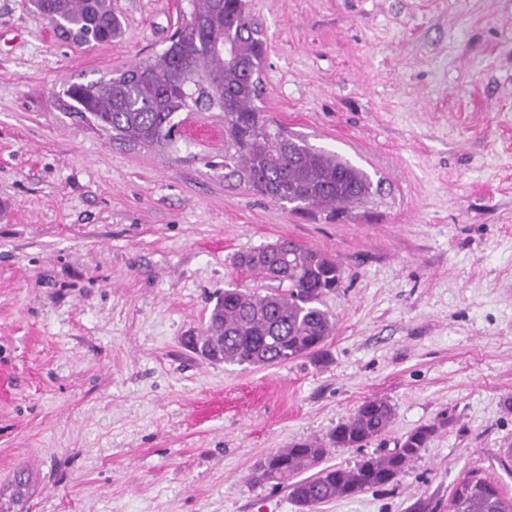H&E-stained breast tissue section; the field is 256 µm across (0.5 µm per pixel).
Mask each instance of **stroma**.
Masks as SVG:
<instances>
[{"label":"stroma","instance_id":"stroma-1","mask_svg":"<svg viewBox=\"0 0 512 512\" xmlns=\"http://www.w3.org/2000/svg\"><path fill=\"white\" fill-rule=\"evenodd\" d=\"M112 43L60 38L0 0V491L21 512H298L259 460L365 400L366 449L437 430L396 483L319 512H448L476 473L512 497V0H252L262 109L378 187L304 213L225 182L220 139L113 142L64 82L161 50L189 0H111ZM292 239L341 265L321 348L270 366L184 344L218 296L275 282L235 258Z\"/></svg>","mask_w":512,"mask_h":512}]
</instances>
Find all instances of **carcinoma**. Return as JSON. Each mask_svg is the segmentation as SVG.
I'll return each instance as SVG.
<instances>
[{
	"instance_id": "carcinoma-1",
	"label": "carcinoma",
	"mask_w": 512,
	"mask_h": 512,
	"mask_svg": "<svg viewBox=\"0 0 512 512\" xmlns=\"http://www.w3.org/2000/svg\"><path fill=\"white\" fill-rule=\"evenodd\" d=\"M59 35L87 47L118 37L122 23L110 0H32ZM193 21L177 38L147 59L107 79L62 85L69 111L112 132L121 144L143 148L174 146L183 112L217 109L224 120V179L245 184L276 203L298 210L336 208L369 196L366 173L338 155L310 146L256 106L261 92L253 79L266 42L250 21L248 0H194ZM217 41L234 45L228 61ZM238 264L279 282L284 293L224 291L199 336L187 339L201 358L247 366L281 364L318 348L332 333L324 298L342 287L337 262L320 250L286 239L238 256ZM392 405L364 401L322 439H306L269 454L255 480L288 489L300 512L339 497L392 484L404 476L437 427L422 426L386 454L365 455L350 469L322 466L332 448H362L388 431ZM309 471L311 475L298 478ZM469 492L453 493L448 512H512V497L472 474Z\"/></svg>"
}]
</instances>
